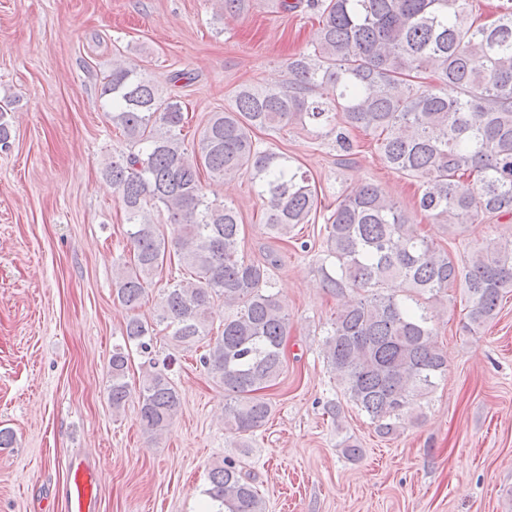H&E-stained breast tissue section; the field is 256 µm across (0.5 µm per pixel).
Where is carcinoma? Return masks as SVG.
Returning a JSON list of instances; mask_svg holds the SVG:
<instances>
[{
  "label": "carcinoma",
  "mask_w": 512,
  "mask_h": 512,
  "mask_svg": "<svg viewBox=\"0 0 512 512\" xmlns=\"http://www.w3.org/2000/svg\"><path fill=\"white\" fill-rule=\"evenodd\" d=\"M279 8L317 16L310 47L288 58L281 88L240 86L191 150L181 97L163 94L131 60H113L103 77L104 107L130 145L103 169L124 205L130 242L129 259L113 267L114 301L141 308L149 281L174 256L189 273L164 289L154 321L127 320L125 344L112 349V410L132 394L128 347L152 354L157 324L183 344L208 335L222 298L221 337L202 363L224 385V424L245 440L268 422L271 403L258 392L281 375L287 306L271 291L269 263L241 253L235 204L209 198L202 184L204 174L224 183L247 175L269 238L287 242L299 225L322 218L318 273L338 301L324 360L346 401L391 438L420 419L417 409L447 370L436 322L448 289L464 283L469 330L496 318L512 293V236L458 261L414 224L419 213L459 235L478 217L512 222V0H500L491 22L470 0H279ZM9 111L10 103L0 105L1 148L11 138ZM286 122L334 139L345 153L360 148L352 133L370 137L384 167L416 186L412 209L373 183L322 204L307 171L253 137ZM138 407L153 435L178 414L179 393L153 362ZM338 447L348 460L362 456L350 436ZM206 495L214 512H265L233 460L211 470Z\"/></svg>",
  "instance_id": "obj_1"
}]
</instances>
